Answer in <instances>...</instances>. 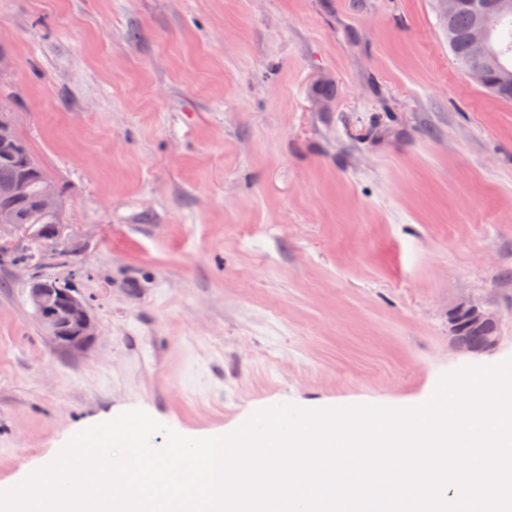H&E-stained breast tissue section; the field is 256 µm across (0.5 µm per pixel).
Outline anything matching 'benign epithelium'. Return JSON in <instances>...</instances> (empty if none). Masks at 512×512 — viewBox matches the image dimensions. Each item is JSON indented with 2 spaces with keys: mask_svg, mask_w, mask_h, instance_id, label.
<instances>
[{
  "mask_svg": "<svg viewBox=\"0 0 512 512\" xmlns=\"http://www.w3.org/2000/svg\"><path fill=\"white\" fill-rule=\"evenodd\" d=\"M473 21L470 39L484 55V62L469 65L465 73L480 86L498 98L512 95V68L502 64L498 48L490 35L491 19L511 16L512 0H473ZM18 149L12 118L0 107V152L7 155ZM65 210L64 198L58 185L49 179L41 182L37 197V211L57 218ZM25 234L19 224L18 212L10 207L0 208V253L5 255L24 245ZM66 248L74 258L80 246L70 224H58L40 238V250L55 255ZM27 272V299L41 325L65 349L76 348L95 335V322L85 304L73 288L61 287L37 275L27 265H14ZM448 325L453 347L465 354H481L496 347L499 342V316L490 307L468 296L459 297L448 308ZM487 334L481 346L472 343V335Z\"/></svg>",
  "mask_w": 512,
  "mask_h": 512,
  "instance_id": "benign-epithelium-1",
  "label": "benign epithelium"
}]
</instances>
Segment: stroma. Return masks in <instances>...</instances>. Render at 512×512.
I'll list each match as a JSON object with an SVG mask.
<instances>
[{
	"label": "stroma",
	"instance_id": "1",
	"mask_svg": "<svg viewBox=\"0 0 512 512\" xmlns=\"http://www.w3.org/2000/svg\"><path fill=\"white\" fill-rule=\"evenodd\" d=\"M0 44L97 326L59 347L0 269V486L129 409L202 435L512 359V102L455 63L440 0H0ZM462 295L492 351L453 348ZM448 325L453 347L465 354H481L496 347L499 342V316L490 307L469 296H461L448 308ZM485 333L481 346L472 343L473 334Z\"/></svg>",
	"mask_w": 512,
	"mask_h": 512
}]
</instances>
